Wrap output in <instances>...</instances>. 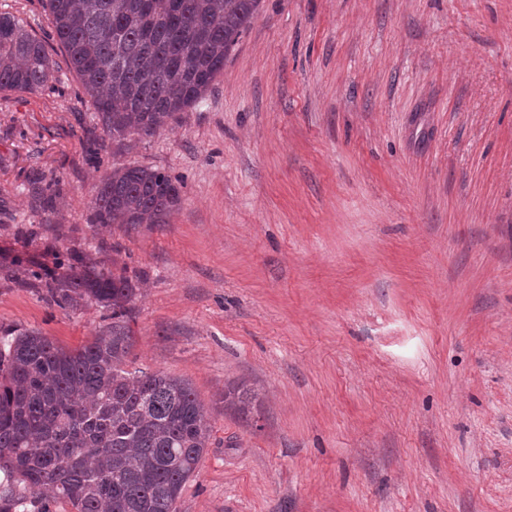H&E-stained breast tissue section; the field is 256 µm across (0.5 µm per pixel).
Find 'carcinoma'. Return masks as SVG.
<instances>
[{
	"label": "carcinoma",
	"mask_w": 512,
	"mask_h": 512,
	"mask_svg": "<svg viewBox=\"0 0 512 512\" xmlns=\"http://www.w3.org/2000/svg\"><path fill=\"white\" fill-rule=\"evenodd\" d=\"M261 0H45L54 34L112 140L150 136L196 104L224 70ZM54 62L16 15L0 12V91L38 92ZM179 180L153 167L112 168L88 223L168 224ZM74 271L43 284L47 300H94L112 324L68 351L36 330L0 332V512H173L210 442L190 383L126 369L136 297L124 266L71 256ZM224 406L249 420L257 389L224 387Z\"/></svg>",
	"instance_id": "cac0c4a2"
}]
</instances>
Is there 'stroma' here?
Here are the masks:
<instances>
[{"mask_svg":"<svg viewBox=\"0 0 512 512\" xmlns=\"http://www.w3.org/2000/svg\"><path fill=\"white\" fill-rule=\"evenodd\" d=\"M3 7L55 67L0 92V328L79 348L109 310L40 279L127 265L129 368L212 429L175 512H512V0H262L205 97L123 143L42 0ZM129 164L183 179L170 223H88ZM261 406L260 393L244 382L224 386V407L245 420H250Z\"/></svg>","mask_w":512,"mask_h":512,"instance_id":"obj_1","label":"stroma"}]
</instances>
